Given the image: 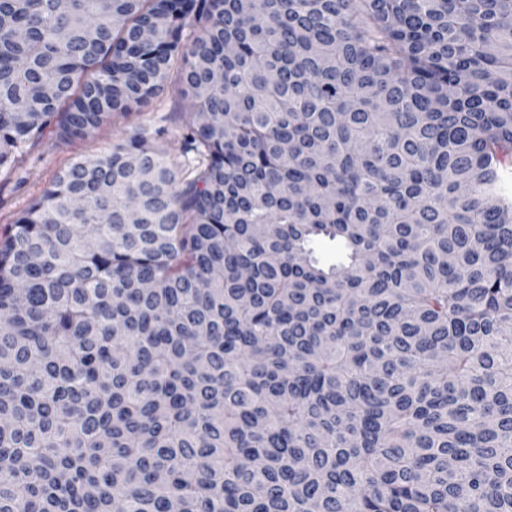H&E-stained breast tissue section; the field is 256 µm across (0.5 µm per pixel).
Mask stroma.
Instances as JSON below:
<instances>
[{
	"instance_id": "obj_1",
	"label": "stroma",
	"mask_w": 512,
	"mask_h": 512,
	"mask_svg": "<svg viewBox=\"0 0 512 512\" xmlns=\"http://www.w3.org/2000/svg\"><path fill=\"white\" fill-rule=\"evenodd\" d=\"M186 121V103L176 90L170 89L139 111L115 115L111 124L92 136L76 141L27 145L11 170L0 171V241L7 237L20 213L70 163L111 153L113 143L133 131L143 132L171 156H178L180 131ZM159 130L164 133L160 139L155 136Z\"/></svg>"
}]
</instances>
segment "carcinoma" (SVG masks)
<instances>
[{"label":"carcinoma","mask_w":512,"mask_h":512,"mask_svg":"<svg viewBox=\"0 0 512 512\" xmlns=\"http://www.w3.org/2000/svg\"><path fill=\"white\" fill-rule=\"evenodd\" d=\"M172 81L0 243V512H512V0H0V169Z\"/></svg>","instance_id":"cac0c4a2"}]
</instances>
